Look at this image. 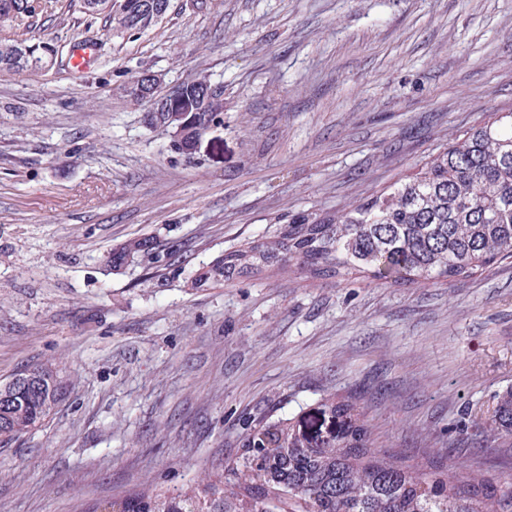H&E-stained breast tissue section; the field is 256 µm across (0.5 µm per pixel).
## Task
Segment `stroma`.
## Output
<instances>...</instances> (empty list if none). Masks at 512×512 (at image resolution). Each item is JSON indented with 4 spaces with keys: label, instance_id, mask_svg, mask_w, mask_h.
Returning <instances> with one entry per match:
<instances>
[{
    "label": "stroma",
    "instance_id": "1",
    "mask_svg": "<svg viewBox=\"0 0 512 512\" xmlns=\"http://www.w3.org/2000/svg\"><path fill=\"white\" fill-rule=\"evenodd\" d=\"M9 36L63 59L0 71V382L52 363L68 393L0 446V512L191 488L247 420L308 434L341 402L407 463L512 471L493 421L512 390V259L437 284L292 266L192 285L225 249L343 213L512 110V0H171L143 33L57 0L37 26L0 21ZM85 42L80 72L64 56ZM145 70L222 91L192 151L122 95ZM143 237L153 254L107 266Z\"/></svg>",
    "mask_w": 512,
    "mask_h": 512
}]
</instances>
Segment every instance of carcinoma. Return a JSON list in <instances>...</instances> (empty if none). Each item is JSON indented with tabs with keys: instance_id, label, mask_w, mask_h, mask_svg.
Here are the masks:
<instances>
[{
	"instance_id": "cac0c4a2",
	"label": "carcinoma",
	"mask_w": 512,
	"mask_h": 512,
	"mask_svg": "<svg viewBox=\"0 0 512 512\" xmlns=\"http://www.w3.org/2000/svg\"><path fill=\"white\" fill-rule=\"evenodd\" d=\"M170 0H82L110 27L140 32L153 27ZM53 0H0V13L26 19L53 11ZM54 48L27 39L0 38V70L23 72L49 62ZM199 108V125L224 111L222 95L206 78L183 85ZM136 104L162 98L158 88L123 87ZM153 249L133 239L111 254L118 268ZM512 257V114L468 129L426 163L419 177L354 205L341 215L301 214L245 247L227 249L195 278L198 288L254 276L294 262L309 277L344 279L356 272L396 282L467 278ZM25 383H0V445L36 430L64 395L57 368L24 370ZM495 418L512 434V392ZM287 418H261L242 433L240 451L220 473L190 492L166 489L103 499L86 512H224L230 499L248 512H512V475L459 478L442 460L424 471L396 451L372 446L364 427L348 422L332 442L283 448Z\"/></svg>"
}]
</instances>
